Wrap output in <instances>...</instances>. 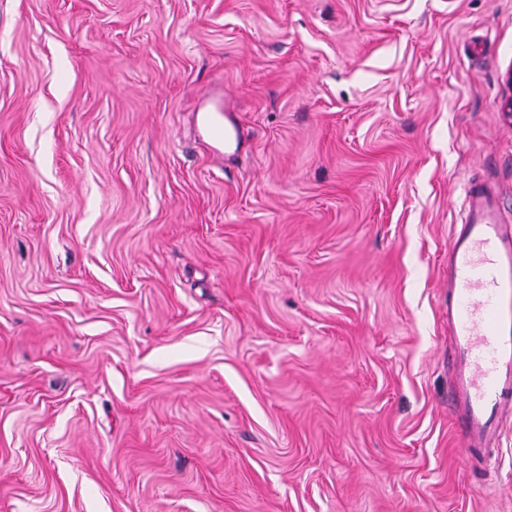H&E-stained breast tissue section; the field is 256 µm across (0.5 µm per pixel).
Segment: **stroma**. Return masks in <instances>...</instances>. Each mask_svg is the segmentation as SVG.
Returning <instances> with one entry per match:
<instances>
[{"instance_id":"35a3bbf8","label":"stroma","mask_w":512,"mask_h":512,"mask_svg":"<svg viewBox=\"0 0 512 512\" xmlns=\"http://www.w3.org/2000/svg\"><path fill=\"white\" fill-rule=\"evenodd\" d=\"M511 65L512 0H0V512H512L448 411ZM224 108L222 100L215 103L214 109L205 116L204 128L210 141L209 148L214 155H222L224 141L230 139L232 135L239 139L240 131L236 125L230 129L224 124Z\"/></svg>"}]
</instances>
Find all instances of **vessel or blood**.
Returning <instances> with one entry per match:
<instances>
[{
    "instance_id": "vessel-or-blood-1",
    "label": "vessel or blood",
    "mask_w": 512,
    "mask_h": 512,
    "mask_svg": "<svg viewBox=\"0 0 512 512\" xmlns=\"http://www.w3.org/2000/svg\"><path fill=\"white\" fill-rule=\"evenodd\" d=\"M213 154L233 135L222 104L204 118ZM448 332L453 351L448 405L470 455L497 449L512 414V219L497 189L465 186L460 225L448 241Z\"/></svg>"
}]
</instances>
